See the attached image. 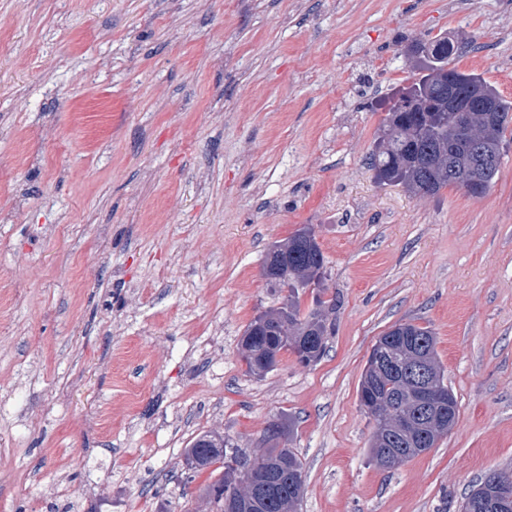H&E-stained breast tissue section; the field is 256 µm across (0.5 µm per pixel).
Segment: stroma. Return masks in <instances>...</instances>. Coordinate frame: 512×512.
Returning a JSON list of instances; mask_svg holds the SVG:
<instances>
[{
	"mask_svg": "<svg viewBox=\"0 0 512 512\" xmlns=\"http://www.w3.org/2000/svg\"><path fill=\"white\" fill-rule=\"evenodd\" d=\"M512 101V0H0V512H211L202 433L290 420L300 512H460L512 469V131L474 198L376 182L413 43ZM313 225L332 334L249 374L270 245ZM429 327L453 430L391 469L358 397Z\"/></svg>",
	"mask_w": 512,
	"mask_h": 512,
	"instance_id": "obj_1",
	"label": "stroma"
}]
</instances>
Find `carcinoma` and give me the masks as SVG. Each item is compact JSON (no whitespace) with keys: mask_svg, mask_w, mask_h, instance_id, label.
Returning a JSON list of instances; mask_svg holds the SVG:
<instances>
[{"mask_svg":"<svg viewBox=\"0 0 512 512\" xmlns=\"http://www.w3.org/2000/svg\"><path fill=\"white\" fill-rule=\"evenodd\" d=\"M462 49L459 43L448 37H435L422 43L414 68L418 71L412 83L396 96L388 110V117L402 110V103H415V112L401 123L384 127L370 154V168L384 171L396 184L408 183L421 190L423 196H434L448 186L460 187L467 179H479L492 187L499 174L504 134L512 122V101L504 99L484 78L475 73L460 72L448 67V60ZM454 90L457 98L467 99L483 95L489 99L496 120L488 121L485 113L472 112L467 129H462L448 111V90ZM316 239L315 230L309 225L297 229L284 242L274 243L266 260L278 268V274L266 280L267 287L282 294L278 307L265 310L268 326L259 336H248L241 341L242 357L248 371L262 376L279 363L278 356L289 352L299 364L308 366L324 354L330 324L327 310L333 303L322 299L324 288L313 297L314 307L302 309L301 296L321 280L320 270L326 267L320 245L308 246L307 239ZM393 338L391 348L397 355L401 339L414 344L428 356L434 370V384L446 392L445 411L457 417V401L444 380V371L438 359L436 338L432 331L411 322H398L382 334ZM379 406L367 413L373 421L374 432L369 452L378 460L376 445L389 440L395 450L394 465L424 453L444 437L440 433L424 443L418 432L404 425L407 420H417L419 407L411 402L409 387L403 377L382 376L373 388ZM290 433V426L276 420L266 428L261 448L249 454L224 439L222 435L205 433L200 438L209 440L208 453L212 460L196 466L192 464L198 442L187 449L185 465L199 472L208 466L234 463L237 465L233 479L225 475L203 489L212 505V512H224V500L228 497L244 499L254 494L249 482V472L256 466L271 467L281 474L276 489L259 502L254 512H297L303 497L304 484H294L290 478H303V463L290 448L278 447L279 440ZM494 471L473 488L465 497L461 512H473L471 502L478 492L492 491L490 480L498 476Z\"/></svg>","mask_w":512,"mask_h":512,"instance_id":"obj_1","label":"carcinoma"}]
</instances>
